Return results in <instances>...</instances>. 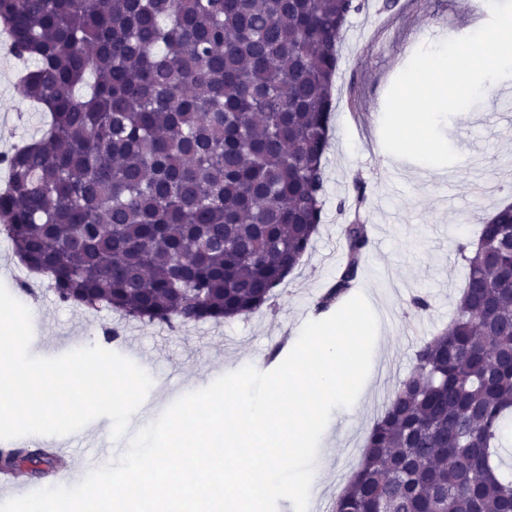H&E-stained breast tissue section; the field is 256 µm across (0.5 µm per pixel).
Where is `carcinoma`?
<instances>
[{
  "label": "carcinoma",
  "mask_w": 512,
  "mask_h": 512,
  "mask_svg": "<svg viewBox=\"0 0 512 512\" xmlns=\"http://www.w3.org/2000/svg\"><path fill=\"white\" fill-rule=\"evenodd\" d=\"M365 0H0L13 89L48 120L7 154L0 234L62 302L169 326L255 313L322 223L348 17ZM447 328L424 342L333 512H512V205L477 217ZM343 303L368 246L345 227ZM51 467L14 450L5 470Z\"/></svg>",
  "instance_id": "1"
}]
</instances>
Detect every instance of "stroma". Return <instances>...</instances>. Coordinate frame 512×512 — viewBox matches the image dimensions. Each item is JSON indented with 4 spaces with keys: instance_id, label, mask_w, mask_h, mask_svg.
<instances>
[{
    "instance_id": "obj_1",
    "label": "stroma",
    "mask_w": 512,
    "mask_h": 512,
    "mask_svg": "<svg viewBox=\"0 0 512 512\" xmlns=\"http://www.w3.org/2000/svg\"><path fill=\"white\" fill-rule=\"evenodd\" d=\"M490 15L488 0H398L392 8L385 0H368L366 10L349 16L333 88L325 220L302 264L276 288L272 307L245 318L171 329L124 321L105 308L85 311L45 289L31 312L41 334L31 355L57 357L104 344L150 368L172 401L244 363L271 371L274 349L296 343L307 322L321 319L316 304L345 260L347 216L360 213L370 243L356 290L375 304L380 333L362 398L333 409L320 438L317 459L325 468L307 512H331L369 431L412 369L416 350L453 315L466 273L459 244L478 230L471 215L491 213L512 198V166L503 161L512 152V126L496 101L498 93L512 94V78L496 82L476 105L445 123L444 135L460 155L452 166L394 157L381 142L387 92L414 52L440 42L451 28L457 36L469 35ZM15 71L13 58L0 49V153L36 136L43 123L41 113L15 96ZM359 182L366 189L362 206L356 201ZM417 297L428 302L427 311L414 309ZM106 327L119 328L121 341L104 343Z\"/></svg>"
}]
</instances>
